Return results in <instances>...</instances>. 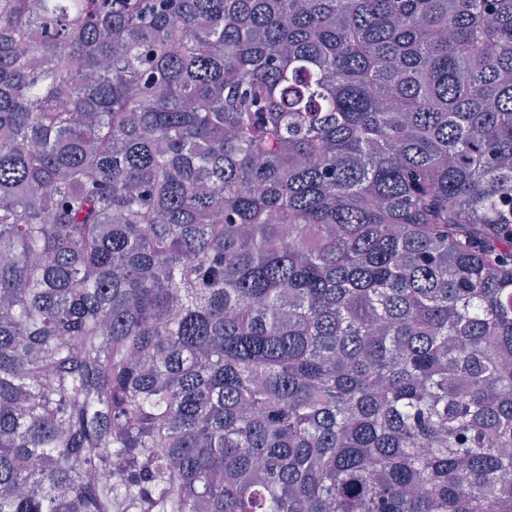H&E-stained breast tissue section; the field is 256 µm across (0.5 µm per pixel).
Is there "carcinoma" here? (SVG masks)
<instances>
[{
  "label": "carcinoma",
  "instance_id": "obj_1",
  "mask_svg": "<svg viewBox=\"0 0 512 512\" xmlns=\"http://www.w3.org/2000/svg\"><path fill=\"white\" fill-rule=\"evenodd\" d=\"M512 0H0V512H512Z\"/></svg>",
  "mask_w": 512,
  "mask_h": 512
}]
</instances>
